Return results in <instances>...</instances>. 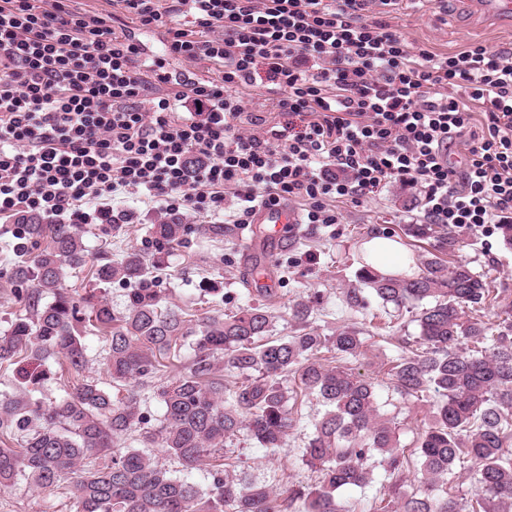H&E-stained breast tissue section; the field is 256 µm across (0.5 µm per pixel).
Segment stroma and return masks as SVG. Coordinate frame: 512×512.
Segmentation results:
<instances>
[{"label": "stroma", "mask_w": 512, "mask_h": 512, "mask_svg": "<svg viewBox=\"0 0 512 512\" xmlns=\"http://www.w3.org/2000/svg\"><path fill=\"white\" fill-rule=\"evenodd\" d=\"M395 24L406 41L439 55H451L471 44H481L492 51L512 50V17L487 18L475 0H431L419 8H400ZM235 207L225 202L220 218L223 235H205L190 231L181 244L167 254L157 255L152 245L151 220L139 224L113 225L109 235H102L98 225H84V242L88 248L87 267L67 274L66 288L83 290L90 280L89 267L102 252L120 260L126 252L142 251L168 304L179 306L194 319L217 315L252 304L245 280L242 254L246 249V231L234 221ZM340 221L331 226L306 224L291 246L275 251L258 250L259 260L273 274L279 299L272 310V333L291 334L294 323L288 307L299 294L318 295L314 314L318 328L333 334L338 326L349 324L361 329L366 337L364 356L349 360V367L375 383L380 403L389 416L400 424V442L415 448L419 433L429 417V401L406 400L394 390L386 377L388 362L399 352L402 337L414 336L418 326L411 313L394 311L391 336H376L364 311L349 308L343 291L358 287V272L364 263L365 244L382 235L401 245V262L415 263L432 250L428 239L407 236L405 225L423 221V202L412 190L393 183L361 205L340 206ZM460 249L456 253L477 273L486 275L500 304L481 310L480 320L492 332L503 329L501 304L512 305V246L501 232L481 237L468 231L458 232ZM11 234L0 227V330L6 329L18 309L10 280L12 266L18 261ZM296 425L285 445L273 452L257 447L246 435L226 443L225 448L240 461L243 476L252 482L277 483L286 480L297 486L311 487L319 475L301 460V451L314 422L324 411L322 402L313 395L299 396ZM0 512H73L69 493L63 490L46 493L35 489L26 479L0 489Z\"/></svg>", "instance_id": "obj_1"}]
</instances>
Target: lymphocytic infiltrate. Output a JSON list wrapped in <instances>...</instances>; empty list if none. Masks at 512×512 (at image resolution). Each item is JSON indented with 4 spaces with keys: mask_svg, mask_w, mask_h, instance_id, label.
I'll return each mask as SVG.
<instances>
[{
    "mask_svg": "<svg viewBox=\"0 0 512 512\" xmlns=\"http://www.w3.org/2000/svg\"><path fill=\"white\" fill-rule=\"evenodd\" d=\"M397 2L113 0L102 15L0 0V223H135L112 209L122 190L167 216L220 214L230 191L237 223L261 200L331 225L337 204L395 182L422 195L427 223L511 224L512 53L411 47ZM200 61L209 76L192 71ZM260 73L272 124L244 114L240 92Z\"/></svg>",
    "mask_w": 512,
    "mask_h": 512,
    "instance_id": "obj_1",
    "label": "lymphocytic infiltrate"
}]
</instances>
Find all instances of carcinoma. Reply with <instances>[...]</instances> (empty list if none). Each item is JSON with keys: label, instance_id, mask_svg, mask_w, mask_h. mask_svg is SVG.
Listing matches in <instances>:
<instances>
[{"label": "carcinoma", "instance_id": "cac0c4a2", "mask_svg": "<svg viewBox=\"0 0 512 512\" xmlns=\"http://www.w3.org/2000/svg\"><path fill=\"white\" fill-rule=\"evenodd\" d=\"M81 228L37 216L17 225L24 250L11 281L20 313L0 332V367L16 366L18 391L0 399V435L20 441L16 448L0 447V487L19 477L44 491L65 487L74 512H345L339 491L369 484V461L376 456L390 482L374 512H464L448 496L447 476L465 459L477 483L469 512H512V328L493 336L484 322L466 315L493 298L483 275L452 259L458 240L450 233L433 224L406 225L405 234L435 240L432 257L410 276H385L366 264L358 274L362 287L344 292L355 309H368L370 295L384 309L415 314L419 334L404 341L387 372L402 397H436L412 459L400 447L399 423L381 413L374 383L347 366L364 353L363 332L349 326L333 335L319 332L313 326L317 296L302 295L288 307L295 331L285 337L269 335L270 308L277 303L272 288L256 289V303L191 327L187 313L155 287L140 251L117 263L105 253L91 269L95 287L82 294L65 288L66 271L85 266L88 257ZM187 231L174 220L151 227L164 249ZM445 254L450 260L442 259ZM115 281L130 285L119 317L103 295ZM90 326L105 343L112 383L135 386L118 399L84 379L56 402L38 397L51 379L49 359L60 354L75 373L83 372ZM186 340L190 362L176 382L156 391L162 415H142L140 392L161 366L158 357ZM221 361L242 377L227 400ZM289 375L300 392L325 406L302 450V461L321 472L315 487L248 482L224 451L243 431L261 448L283 447L295 424L288 408L293 394L283 383ZM131 433L143 448L117 445ZM154 447L165 449L183 475L144 452ZM221 456L206 487L189 480ZM413 466L419 487L408 492L405 478Z\"/></svg>", "mask_w": 512, "mask_h": 512}]
</instances>
